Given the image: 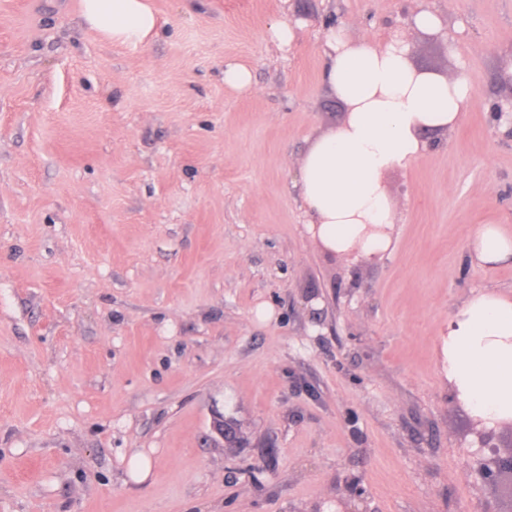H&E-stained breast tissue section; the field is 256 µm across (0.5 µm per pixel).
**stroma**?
Segmentation results:
<instances>
[{"label":"stroma","mask_w":512,"mask_h":512,"mask_svg":"<svg viewBox=\"0 0 512 512\" xmlns=\"http://www.w3.org/2000/svg\"><path fill=\"white\" fill-rule=\"evenodd\" d=\"M151 3L141 48L82 0H0V512H512L437 365L467 297L512 291L511 263L467 252L477 225L512 233L491 113L512 0ZM335 26L405 35L414 68L476 94L384 174L394 246L373 261L312 239L296 187L345 112L322 79ZM224 83L240 91L249 90L251 87V73L242 65L232 63L225 64Z\"/></svg>","instance_id":"35a3bbf8"}]
</instances>
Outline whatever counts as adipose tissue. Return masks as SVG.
<instances>
[{
    "label": "adipose tissue",
    "mask_w": 512,
    "mask_h": 512,
    "mask_svg": "<svg viewBox=\"0 0 512 512\" xmlns=\"http://www.w3.org/2000/svg\"><path fill=\"white\" fill-rule=\"evenodd\" d=\"M87 26L116 45L148 46L159 18L148 0H83ZM410 46L353 41L330 28L323 82L346 107L343 121L313 138L298 185L307 231L340 256L371 261L392 249L393 202L384 173L416 160L425 137L456 126L475 93L460 76L411 66ZM468 255L481 266L512 260V235L482 224ZM441 373L452 394L487 426L512 422V294L469 296L449 317Z\"/></svg>",
    "instance_id": "obj_1"
}]
</instances>
